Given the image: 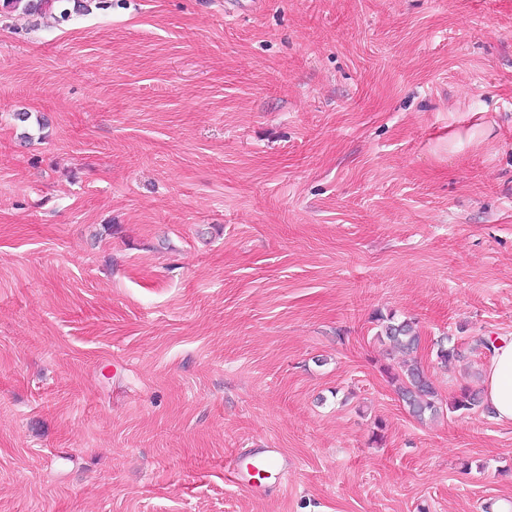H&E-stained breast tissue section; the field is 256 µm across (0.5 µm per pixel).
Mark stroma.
<instances>
[{"label":"stroma","instance_id":"stroma-1","mask_svg":"<svg viewBox=\"0 0 512 512\" xmlns=\"http://www.w3.org/2000/svg\"><path fill=\"white\" fill-rule=\"evenodd\" d=\"M257 2L0 12V512L512 499V424L412 418L375 320L445 398L512 336V0ZM378 321H382V331L377 337L385 338L392 345L408 355L416 352L421 343V336L416 330L415 324L409 319L400 320L395 314L381 315ZM276 471L282 479L288 478V461L278 448H252L235 451L228 462L227 473L230 481L249 490H258L261 484L251 481L261 472Z\"/></svg>","mask_w":512,"mask_h":512}]
</instances>
